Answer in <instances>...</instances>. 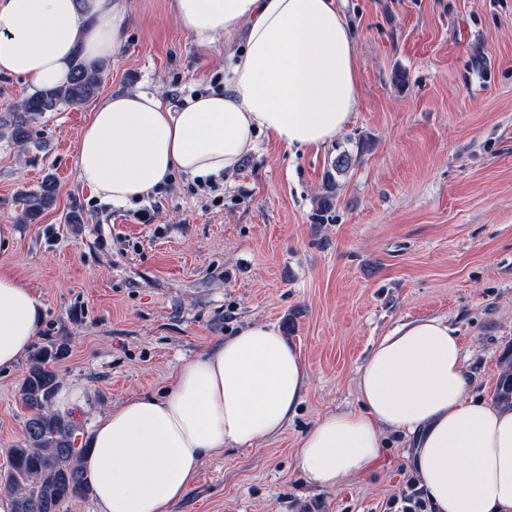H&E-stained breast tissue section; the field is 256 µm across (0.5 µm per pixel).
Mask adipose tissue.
Returning <instances> with one entry per match:
<instances>
[{"instance_id": "adipose-tissue-1", "label": "adipose tissue", "mask_w": 512, "mask_h": 512, "mask_svg": "<svg viewBox=\"0 0 512 512\" xmlns=\"http://www.w3.org/2000/svg\"><path fill=\"white\" fill-rule=\"evenodd\" d=\"M199 44L223 41L224 88L170 100L115 92L78 143L77 177L117 206L173 173L202 182L234 172L260 133L285 148L326 144L359 95L350 25L337 0H169ZM126 13L115 0H0V73L38 88L64 83L75 56L109 59ZM43 304L0 268V369L29 351ZM295 347L255 323L186 362L160 398L131 396L101 416L85 458L100 512H170L203 460L279 435L308 389ZM461 342L440 317L400 323L357 373L361 408L324 415L302 437L307 481L336 486L372 471L383 435L414 443L413 464L435 512H512V409L468 397Z\"/></svg>"}]
</instances>
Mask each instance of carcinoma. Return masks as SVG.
I'll list each match as a JSON object with an SVG mask.
<instances>
[{"label": "carcinoma", "instance_id": "1", "mask_svg": "<svg viewBox=\"0 0 512 512\" xmlns=\"http://www.w3.org/2000/svg\"><path fill=\"white\" fill-rule=\"evenodd\" d=\"M102 66L76 56L67 83L37 88L15 108L0 114V137L17 145L33 140L34 125L48 112H58L80 104L98 94ZM346 151L336 156L323 182V192L316 198L317 210L325 213L332 207L338 181L351 165ZM57 183L45 176L34 190L19 193L21 221L33 224L56 202ZM62 348H40L19 389V398L29 411L24 439L10 449L9 468L0 474V486L10 490V512H66L68 504L84 498L90 490L84 458L89 444L77 446L78 422L70 411L54 408L59 377L48 366L60 357ZM496 403L512 407V356L504 358L499 374Z\"/></svg>", "mask_w": 512, "mask_h": 512}]
</instances>
